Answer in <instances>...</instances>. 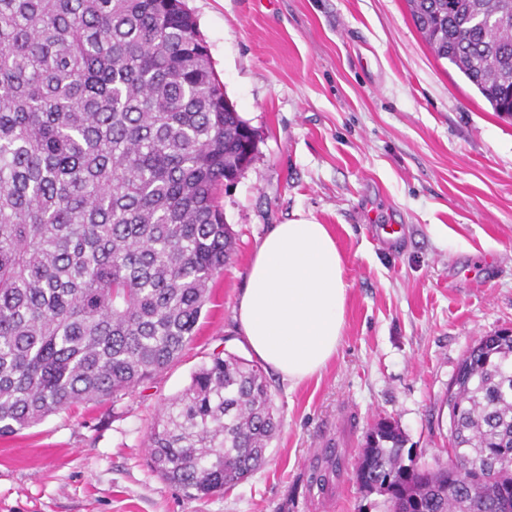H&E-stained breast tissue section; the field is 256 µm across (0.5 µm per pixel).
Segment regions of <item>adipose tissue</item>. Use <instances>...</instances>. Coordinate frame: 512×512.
Returning a JSON list of instances; mask_svg holds the SVG:
<instances>
[{
  "label": "adipose tissue",
  "mask_w": 512,
  "mask_h": 512,
  "mask_svg": "<svg viewBox=\"0 0 512 512\" xmlns=\"http://www.w3.org/2000/svg\"><path fill=\"white\" fill-rule=\"evenodd\" d=\"M348 291L344 259L327 225L306 218L273 225L255 249L237 330L267 368L299 383L335 355Z\"/></svg>",
  "instance_id": "obj_1"
}]
</instances>
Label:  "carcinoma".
I'll return each mask as SVG.
<instances>
[{
    "label": "carcinoma",
    "instance_id": "cac0c4a2",
    "mask_svg": "<svg viewBox=\"0 0 512 512\" xmlns=\"http://www.w3.org/2000/svg\"><path fill=\"white\" fill-rule=\"evenodd\" d=\"M435 57L512 115V0H406ZM183 0H0V437L117 403L197 335L237 251L217 191L257 152ZM450 442L469 481L378 420L360 492L403 512H502L512 498V337L461 360ZM279 429L256 364L213 355L165 402L148 465L207 497L247 480Z\"/></svg>",
    "mask_w": 512,
    "mask_h": 512
}]
</instances>
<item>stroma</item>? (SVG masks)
<instances>
[{
  "label": "stroma",
  "mask_w": 512,
  "mask_h": 512,
  "mask_svg": "<svg viewBox=\"0 0 512 512\" xmlns=\"http://www.w3.org/2000/svg\"><path fill=\"white\" fill-rule=\"evenodd\" d=\"M185 4L260 137L218 192L238 251L197 335L154 380L0 438V512H385L353 478L367 430L396 421L426 461L445 458L459 362L512 330V117L435 58L405 0ZM301 216L327 225L344 257L340 346L298 384L268 373L280 428L266 465L190 497L149 468V429L212 354L253 360L235 321L247 270L270 226ZM330 448L343 467L322 485Z\"/></svg>",
  "instance_id": "stroma-1"
}]
</instances>
